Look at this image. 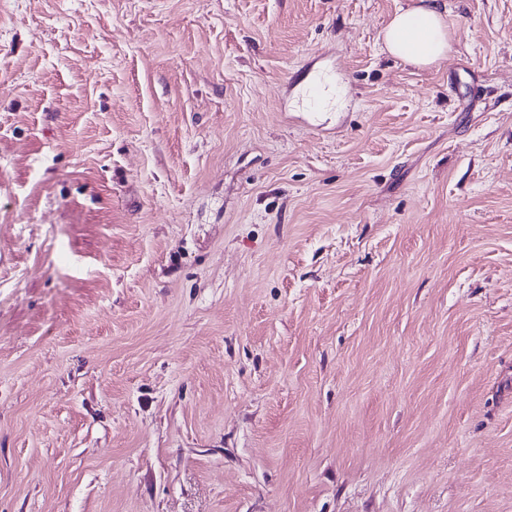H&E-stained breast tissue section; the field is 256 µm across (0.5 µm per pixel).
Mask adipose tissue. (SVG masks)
<instances>
[{
  "label": "adipose tissue",
  "instance_id": "ef3b65f1",
  "mask_svg": "<svg viewBox=\"0 0 512 512\" xmlns=\"http://www.w3.org/2000/svg\"><path fill=\"white\" fill-rule=\"evenodd\" d=\"M390 53L406 62L429 65L444 57L449 49L446 13L436 0L401 10L388 23L383 33Z\"/></svg>",
  "mask_w": 512,
  "mask_h": 512
}]
</instances>
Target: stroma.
<instances>
[{"label":"stroma","mask_w":512,"mask_h":512,"mask_svg":"<svg viewBox=\"0 0 512 512\" xmlns=\"http://www.w3.org/2000/svg\"><path fill=\"white\" fill-rule=\"evenodd\" d=\"M418 2L0 0V512H512V0ZM420 4L401 10L383 33L386 48L393 55L416 65H429L444 57L449 49L445 10L437 0H420ZM335 73L333 67L317 65L313 61L309 64L305 89L303 94L300 93L301 102L305 101L308 110H320L331 102V87Z\"/></svg>","instance_id":"35a3bbf8"}]
</instances>
